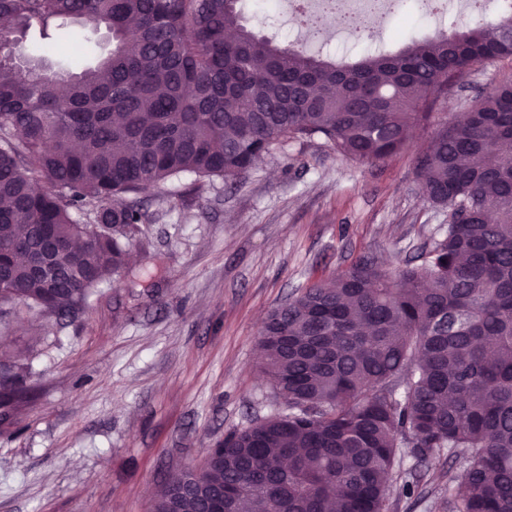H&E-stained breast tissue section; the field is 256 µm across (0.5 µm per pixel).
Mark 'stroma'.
Wrapping results in <instances>:
<instances>
[{
  "instance_id": "35a3bbf8",
  "label": "stroma",
  "mask_w": 512,
  "mask_h": 512,
  "mask_svg": "<svg viewBox=\"0 0 512 512\" xmlns=\"http://www.w3.org/2000/svg\"><path fill=\"white\" fill-rule=\"evenodd\" d=\"M242 22L297 42L287 12ZM466 8L433 27L388 19L376 45L462 31ZM512 82V57L477 63L408 149L360 164L323 141L291 142L234 181L193 175L142 193L121 276L74 315L23 306L0 320V360L31 393L0 426V512H152L171 472L200 467L237 428L276 413L259 333L273 307L359 257H417L446 233L447 208L420 192L417 150L436 126Z\"/></svg>"
}]
</instances>
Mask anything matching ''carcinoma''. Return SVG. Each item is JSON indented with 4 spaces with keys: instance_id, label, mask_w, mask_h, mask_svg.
<instances>
[{
    "instance_id": "carcinoma-1",
    "label": "carcinoma",
    "mask_w": 512,
    "mask_h": 512,
    "mask_svg": "<svg viewBox=\"0 0 512 512\" xmlns=\"http://www.w3.org/2000/svg\"><path fill=\"white\" fill-rule=\"evenodd\" d=\"M506 20L338 62L275 45L228 0H0V305L80 310L148 220L127 194L185 173L234 180L290 140L363 164L406 149L467 69L512 57ZM51 24L70 29L51 55L79 57L102 31L112 49L78 69L25 54ZM507 160L512 84L416 154L422 193L448 208L427 263L363 257L271 310L262 370L286 411L217 442L194 492L192 470L174 473L153 512H207L221 488L233 512H389L428 484L448 512H512ZM25 390L0 363V407Z\"/></svg>"
}]
</instances>
